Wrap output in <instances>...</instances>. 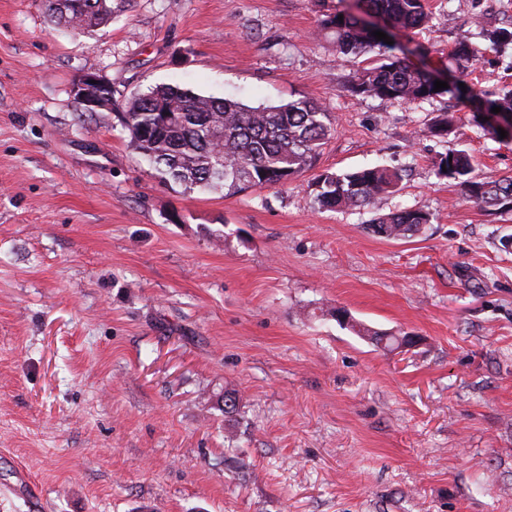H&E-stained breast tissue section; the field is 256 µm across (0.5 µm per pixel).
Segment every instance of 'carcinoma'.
<instances>
[{"mask_svg":"<svg viewBox=\"0 0 512 512\" xmlns=\"http://www.w3.org/2000/svg\"><path fill=\"white\" fill-rule=\"evenodd\" d=\"M369 11L385 17L398 31L418 30L432 21L426 0H363ZM50 23L73 34L105 25L112 9L108 0H47ZM336 49L366 66L352 79L359 95L396 99L409 103L433 99L452 90L467 91L471 101L483 97L460 84L471 73L480 54L512 43V22L483 32L486 44L479 48L468 37L457 40L448 53L453 81L434 91V81L391 54L396 45L376 39L357 18L343 13L324 22ZM388 55L369 56L375 48ZM512 115V89L502 90L487 101ZM124 121L131 142L149 158L156 171L184 191L224 189L237 194L249 189L283 185L311 169L329 135L328 113L308 100L286 105L249 107L229 98L205 97L178 85H162L134 98ZM473 161L463 150H450L439 158L437 174L457 179L469 198L488 208H512V176L477 181L471 177ZM403 175L382 167L348 173H322L314 178L315 200L320 208L373 206L379 198L397 190ZM429 223L420 210L401 209L374 220V233L387 239L408 238Z\"/></svg>","mask_w":512,"mask_h":512,"instance_id":"cac0c4a2","label":"carcinoma"}]
</instances>
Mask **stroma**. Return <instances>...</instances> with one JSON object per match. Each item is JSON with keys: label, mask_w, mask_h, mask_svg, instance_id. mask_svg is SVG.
<instances>
[{"label": "stroma", "mask_w": 512, "mask_h": 512, "mask_svg": "<svg viewBox=\"0 0 512 512\" xmlns=\"http://www.w3.org/2000/svg\"><path fill=\"white\" fill-rule=\"evenodd\" d=\"M356 5L112 0L75 37L45 0H0V512H512V211L436 166L464 149L474 179L512 176V139L449 94L352 93L361 62L323 23ZM428 7L396 41L434 75L478 21H512V0ZM87 73L111 108L74 98ZM468 82L512 87V48ZM161 84L311 100L329 139L286 185L189 194L121 120ZM448 110L451 132L430 136ZM376 165L402 171L399 191L318 208V174ZM404 208L430 223L372 231ZM428 223V214L405 208L375 219L371 226L374 233L387 239L399 240L414 235L422 224Z\"/></svg>", "instance_id": "obj_1"}]
</instances>
